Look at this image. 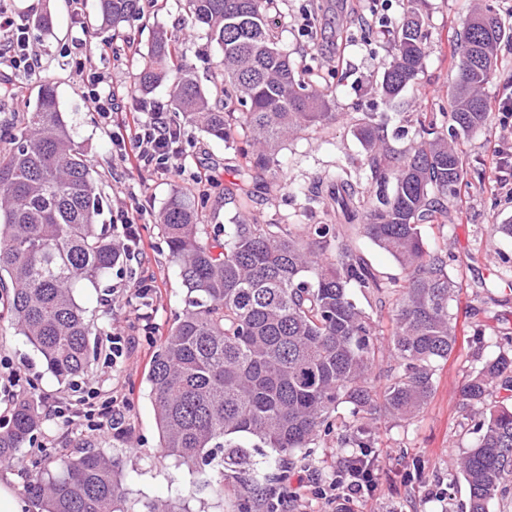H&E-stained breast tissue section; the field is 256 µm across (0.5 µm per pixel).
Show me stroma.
Listing matches in <instances>:
<instances>
[{"mask_svg": "<svg viewBox=\"0 0 512 512\" xmlns=\"http://www.w3.org/2000/svg\"><path fill=\"white\" fill-rule=\"evenodd\" d=\"M479 0H422L428 31L423 68L415 84L394 103H385L374 84L391 51L402 0H392L389 22L371 20L367 0H277L273 17L277 23V48L288 55L299 78L306 84L329 88L333 109L339 114L335 125L320 132H303L285 143L277 154L280 175L265 180L251 198H227L242 162L234 150L208 137L195 127H185L179 162L181 177L171 178L153 169L130 168L114 157L113 127H124L130 113L145 111L147 104L168 101L167 86H160L145 101L132 100L126 93L151 50L159 31L176 34L195 74L207 93L218 94L224 84L221 53L204 30L184 21L182 0H141L142 12L120 30L96 23L95 0H84L74 9L71 0H10L17 23L30 26V44L42 58L40 75L26 76L0 65V82L13 87L12 97L0 99V124L8 126L27 111L38 91L40 78L56 87L76 141L88 152L93 175L106 198L105 219L117 209L135 211L148 248L139 260L138 272L150 280L154 294L147 316L130 320L128 311L107 310L103 297L121 287L116 273H109L96 286L80 288L76 300L99 334L97 354L87 375L68 383L57 381L34 348L17 335L6 313V294L0 291V357L26 373L21 392L39 398L44 407L76 400L81 392L97 389L101 397L125 395L127 435L111 428L91 432L69 429L56 418H48L31 446L22 450L7 472L23 477L32 459L39 455L57 459L75 453L77 447H101L124 461L122 481L130 499L139 503L177 499L192 491L189 512H266L267 503L279 492L284 474L307 472L313 484L302 496L299 512H331L318 487L334 478L346 456L340 448L341 430L319 441L313 451L295 452L284 467L272 470L270 481L254 486L247 472H224V495L216 497L203 489L211 470L187 468L165 456L158 446V429L149 396L146 375L161 336L185 308L186 291L179 271L157 224L159 211L174 193L196 201L199 221L211 234L223 236L224 227L240 214L260 216L282 224H324L321 210L303 212V186L325 172L335 170L346 157L360 156L362 147L354 135V121L363 112H442L448 108V91L458 79L454 66L456 36ZM46 7L53 17L51 34L31 27L36 6ZM312 22L310 36L298 34L303 19ZM85 41L90 66L110 76L121 97L119 112L111 127H104L85 94L82 77L67 54L68 47ZM512 91V46H504L499 74L487 85L485 95L492 110L487 124L462 136L460 148L468 166L481 168L483 178L465 177L456 200L458 216L444 229H426L428 242L447 244L455 256L448 266L460 283L450 306L457 322L459 343L445 366L437 372L436 390L424 411L415 419L389 422L380 430V444L373 454L378 459L376 496L361 502L358 512H468L469 488L456 468V459L471 448L476 436L461 396L463 370L476 356L489 357L496 349L491 341L498 331H512V239L494 234L492 225L512 220V197L502 188L496 168L500 151L512 146V117L497 109L502 94ZM208 174L212 182L199 193L194 180ZM483 325L484 346L472 344L475 325ZM125 331L135 339L130 362L136 372L116 379L107 358L106 338L112 331Z\"/></svg>", "mask_w": 512, "mask_h": 512, "instance_id": "stroma-1", "label": "stroma"}]
</instances>
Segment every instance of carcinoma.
Masks as SVG:
<instances>
[{"label":"carcinoma","instance_id":"obj_1","mask_svg":"<svg viewBox=\"0 0 512 512\" xmlns=\"http://www.w3.org/2000/svg\"><path fill=\"white\" fill-rule=\"evenodd\" d=\"M276 0H185L187 24L206 30L222 53L224 103L210 105L193 75L180 38L158 33L131 95L166 83L170 106L185 123L240 153L236 190L279 173V147L306 130L336 123L328 94L296 79L276 47L270 14ZM420 0H406L391 58L377 86L387 103L414 83L428 38ZM101 23L114 29L140 15V0H97ZM512 42L494 8L466 19L455 55L458 81L449 111L410 120L408 147L388 140L392 116L366 113L355 134L362 158H348L303 191L305 208L323 206L334 224H277L242 215L208 235L194 204L173 195L160 230L186 288V310L154 352L147 382L164 453L188 466L217 463L206 486L224 496V467H253L245 434L282 460L332 433L344 410L351 429L341 442L356 456L377 444L380 417H417L435 388L440 363L458 343L449 313L457 281L453 255L432 248L424 229L457 218L454 202L466 175L460 134L483 127L490 105L482 93ZM0 151V285L10 289L12 325L57 380L86 372L97 329L75 298L119 261L105 201L87 153L74 139L53 83L11 129ZM369 239L389 254L401 276L375 269L354 244ZM359 293L375 310L390 307L388 325L358 307ZM388 336L387 348L378 337ZM498 353L470 369L462 387L472 410L473 448L459 459L469 486V512L512 481V406L492 394L512 392V336L495 337ZM44 415L33 397L16 400L0 428V463L34 440ZM122 460L101 449L66 456L54 469L31 473L27 498L43 512H130L119 475Z\"/></svg>","mask_w":512,"mask_h":512}]
</instances>
